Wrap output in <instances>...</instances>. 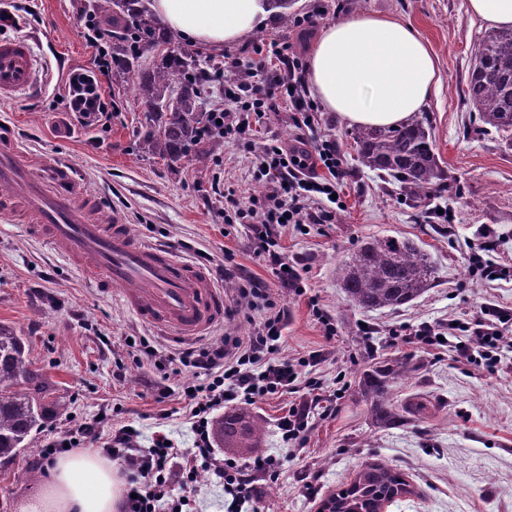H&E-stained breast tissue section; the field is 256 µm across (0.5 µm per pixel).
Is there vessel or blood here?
Segmentation results:
<instances>
[{
    "instance_id": "b4317fda",
    "label": "vessel or blood",
    "mask_w": 512,
    "mask_h": 512,
    "mask_svg": "<svg viewBox=\"0 0 512 512\" xmlns=\"http://www.w3.org/2000/svg\"><path fill=\"white\" fill-rule=\"evenodd\" d=\"M38 82L32 42L0 37V99ZM101 212L70 163L31 157L15 127L0 122L1 220L28 223L99 287L119 289L122 305L146 326L186 339L223 322L224 291L206 269L142 240L121 221H103Z\"/></svg>"
}]
</instances>
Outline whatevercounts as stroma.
Segmentation results:
<instances>
[{
  "instance_id": "obj_1",
  "label": "stroma",
  "mask_w": 512,
  "mask_h": 512,
  "mask_svg": "<svg viewBox=\"0 0 512 512\" xmlns=\"http://www.w3.org/2000/svg\"><path fill=\"white\" fill-rule=\"evenodd\" d=\"M86 0H0L13 17L0 35L33 38L49 78L42 89L0 100V119L15 124L31 154L72 163L86 187L101 196L106 217L120 218L142 238L169 242L188 259L198 251L273 287L288 312L282 356L307 359L298 392L267 396L244 406L246 417L262 428L249 448L225 445V459L245 464L257 455L283 456L277 477L262 478L266 512H318L322 503L353 479L359 467L385 463L403 474L412 492L385 512H512V352L496 368L485 361L460 362L455 339L495 304L512 310V150L502 137L483 128L464 95L469 67L487 25L471 15L468 0H292L302 17L316 5L328 8L325 22L360 11L389 14L409 22L427 41L437 60L439 89L425 114L441 166L448 178L430 198L406 202L399 187L362 166L349 125L320 111L319 134L335 135L350 175L341 187L343 210L331 224L286 228L277 250L301 275V292L278 287L271 267L257 256L241 225L224 222V200L213 182L247 197L259 193L251 154L221 139L202 145L200 165L175 167L153 158L143 144L145 106L133 82L103 75L99 83L112 118L108 128L85 127L65 110L64 84L74 69L95 70L97 51L87 39ZM446 218H439V211ZM373 235L406 237L418 243L436 267L438 278L421 298L397 309L363 311L345 297L336 268L360 242ZM484 254L495 264L497 280H487L473 262ZM323 310L336 328L323 336L315 316ZM458 328L444 345L403 344L422 324ZM27 339L30 357L70 400L69 416L49 419L33 447L0 465V512H19L20 504L41 489L42 480L25 476L37 448L63 436L75 423L96 417L104 427L133 424L143 446L164 428L188 448L193 435L186 423L181 388L188 372L171 375L172 395L156 401L148 375L129 365L125 379L112 370L127 359L128 336H148L167 354L179 344L155 335L120 303L116 292L97 288L24 225L0 222V323ZM109 337L103 347L101 337ZM322 354L312 362V353ZM407 358L415 371L396 385L394 402L421 401L423 415L407 422L377 424L363 400L359 379L375 362ZM319 399L330 407L310 418L295 458L276 429L278 419L296 404Z\"/></svg>"
}]
</instances>
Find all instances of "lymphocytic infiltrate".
<instances>
[{
    "instance_id": "1",
    "label": "lymphocytic infiltrate",
    "mask_w": 512,
    "mask_h": 512,
    "mask_svg": "<svg viewBox=\"0 0 512 512\" xmlns=\"http://www.w3.org/2000/svg\"><path fill=\"white\" fill-rule=\"evenodd\" d=\"M108 54H101L98 72L77 70L70 78L66 110L86 126L106 125L111 117L97 73L111 72ZM307 64L290 44L269 37L253 44L248 63L231 58L212 65L211 79L224 93L222 105L212 109L211 124L202 141L214 138L240 140L253 125L263 122L279 106H287L299 134L295 144L261 145L255 153L257 177L263 184L260 194L243 198L234 189L224 192V222L247 225L253 242L259 245L273 275L285 288H297L300 277L287 261L274 251V235L281 225L330 224L336 218L334 207L325 205L346 176L344 155L331 136L314 137L319 123L318 108L306 91ZM221 281L234 283L224 315L228 320L245 319L250 334H224L220 340L205 342L161 354L145 336L133 337L128 353L137 366L148 367L154 379L151 387L157 400L169 397L168 384L173 367L192 370L196 381L185 392L186 420L193 434V445L179 447L168 434L157 432L149 447H142L140 431L132 425L102 432L98 420L75 424L63 437L37 449L31 465L45 470L58 454L90 444L100 445L125 476L120 512H194L198 482L222 486L228 497L226 512H258L261 501L258 477L274 473L282 466L280 458L267 455L249 460L234 470L222 449L217 448L213 424L224 419V433L236 436L239 418L236 409L254 404L265 396L296 392L299 372L292 361L281 358L282 332L286 313L272 298L269 286L260 281H243L238 268L218 265ZM512 312L483 307L470 335L458 350L466 360L483 358L487 365L499 362L504 350L512 349V336L503 326Z\"/></svg>"
}]
</instances>
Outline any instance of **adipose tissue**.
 I'll return each mask as SVG.
<instances>
[{
    "label": "adipose tissue",
    "instance_id": "ef3b65f1",
    "mask_svg": "<svg viewBox=\"0 0 512 512\" xmlns=\"http://www.w3.org/2000/svg\"><path fill=\"white\" fill-rule=\"evenodd\" d=\"M171 34L203 47L241 41L270 13L267 0H150ZM314 95L351 126H395L424 111L436 61L408 22L357 13L325 25L310 46ZM122 480L111 462L84 451L60 455L21 512H115Z\"/></svg>",
    "mask_w": 512,
    "mask_h": 512
}]
</instances>
